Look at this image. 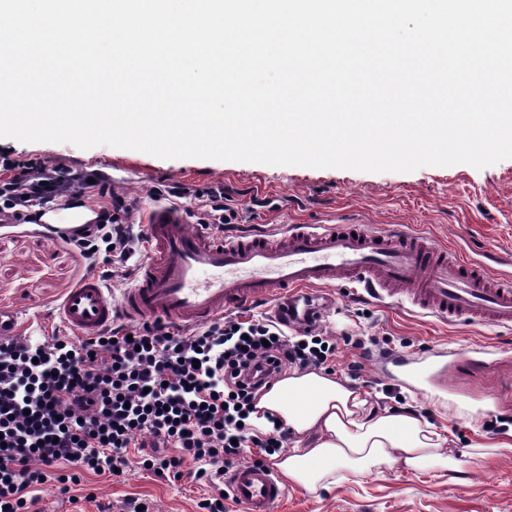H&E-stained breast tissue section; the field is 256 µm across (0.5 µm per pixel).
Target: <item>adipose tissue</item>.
I'll list each match as a JSON object with an SVG mask.
<instances>
[{"instance_id": "obj_1", "label": "adipose tissue", "mask_w": 512, "mask_h": 512, "mask_svg": "<svg viewBox=\"0 0 512 512\" xmlns=\"http://www.w3.org/2000/svg\"><path fill=\"white\" fill-rule=\"evenodd\" d=\"M257 426L274 414L290 444L275 456L288 482L317 490L398 466H452L447 435L410 410H377L367 393L321 370L288 372L257 400Z\"/></svg>"}]
</instances>
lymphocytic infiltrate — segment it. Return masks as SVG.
Masks as SVG:
<instances>
[{
    "mask_svg": "<svg viewBox=\"0 0 512 512\" xmlns=\"http://www.w3.org/2000/svg\"><path fill=\"white\" fill-rule=\"evenodd\" d=\"M89 178L0 152V223L81 195L95 221L68 242L108 278L142 249L144 232L127 222L139 201ZM335 350L240 312L187 329L156 320L69 340L1 339L0 512H38L33 490L48 476L65 494L81 472L125 468L132 451L164 479L190 463L194 480L209 481L246 448L268 464L287 434L252 424L258 395L288 368H321Z\"/></svg>",
    "mask_w": 512,
    "mask_h": 512,
    "instance_id": "f902f5d3",
    "label": "lymphocytic infiltrate"
}]
</instances>
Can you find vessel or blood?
Here are the masks:
<instances>
[{
	"mask_svg": "<svg viewBox=\"0 0 512 512\" xmlns=\"http://www.w3.org/2000/svg\"><path fill=\"white\" fill-rule=\"evenodd\" d=\"M38 220L67 234L83 223L79 215L62 219L55 206L42 209ZM339 282L367 284L380 297L448 322L512 326L511 275L413 231L285 224L271 234L217 239L191 229L171 206L151 210L146 255L119 301L90 274L67 293L59 316L79 336L96 334L117 314L197 325L262 300L274 303L277 319L290 320L297 293ZM221 480L245 512H274L288 492L274 469L252 463Z\"/></svg>",
	"mask_w": 512,
	"mask_h": 512,
	"instance_id": "1",
	"label": "vessel or blood"
}]
</instances>
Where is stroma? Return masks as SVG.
<instances>
[{"label": "stroma", "instance_id": "obj_1", "mask_svg": "<svg viewBox=\"0 0 512 512\" xmlns=\"http://www.w3.org/2000/svg\"><path fill=\"white\" fill-rule=\"evenodd\" d=\"M0 151L21 160L95 171L106 189L134 196L142 224L160 204L157 190L183 184L222 189L233 211L229 231L282 224L403 225L506 269L512 264V159L481 169L468 164L424 166L409 173L274 166L207 159H163L144 152L64 142L0 138ZM87 274L69 244L48 237L37 222L0 226V308L18 313L20 333L72 338L58 305ZM336 308L317 322L335 341V375L370 391L376 403L406 400L455 436L448 453L456 473L432 466L420 473L385 468L310 491L292 485L275 512H512V449L497 448L512 433V327L448 324L368 295L357 284L331 290ZM379 344L361 357L357 342ZM361 370H354V362ZM484 448H476V441ZM210 491L189 477L162 481L129 462L125 475L88 474L69 494L54 481L37 489L41 512H130L147 500L151 512H199Z\"/></svg>", "mask_w": 512, "mask_h": 512}]
</instances>
